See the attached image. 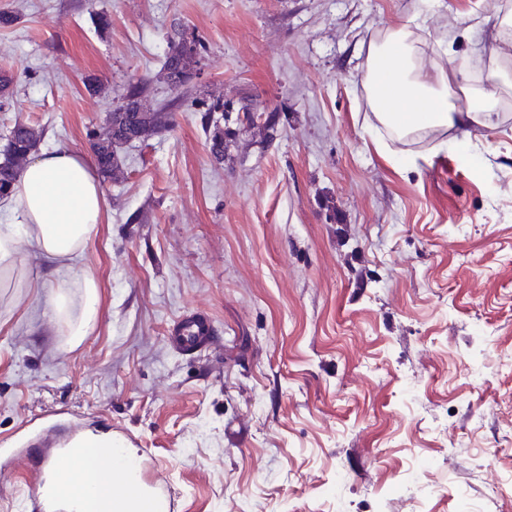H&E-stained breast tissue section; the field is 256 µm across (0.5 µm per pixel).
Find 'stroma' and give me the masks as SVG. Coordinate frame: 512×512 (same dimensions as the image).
<instances>
[{"instance_id": "1", "label": "stroma", "mask_w": 512, "mask_h": 512, "mask_svg": "<svg viewBox=\"0 0 512 512\" xmlns=\"http://www.w3.org/2000/svg\"><path fill=\"white\" fill-rule=\"evenodd\" d=\"M501 0H0V133L88 153L130 85L157 106L173 29L205 37L198 95L277 111L271 144L228 120L210 156L192 98L121 152L71 273L22 245L0 288V449L71 425L122 438L174 512H512V115L417 146L367 99L369 44L409 18L419 66L512 99ZM106 13L109 30L95 16ZM99 286L79 345L46 312ZM204 312L214 342L174 351ZM32 468L0 456V512ZM212 335V325L202 313L190 311L175 321L169 336L173 349L183 354H193L204 350Z\"/></svg>"}]
</instances>
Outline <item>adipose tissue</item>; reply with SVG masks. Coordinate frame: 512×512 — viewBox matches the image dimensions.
<instances>
[{"label":"adipose tissue","mask_w":512,"mask_h":512,"mask_svg":"<svg viewBox=\"0 0 512 512\" xmlns=\"http://www.w3.org/2000/svg\"><path fill=\"white\" fill-rule=\"evenodd\" d=\"M419 25V19H409L367 50L364 82L370 92L380 91L388 98L387 106L376 109L379 122L399 136L424 128L492 127L496 108L492 95L465 89L468 104L457 107L448 92L449 78L434 81L422 69L410 66L409 38ZM12 198L19 220L0 225V276L15 270L24 242L35 245L55 269H64L67 261L86 248L106 207L91 160L67 148L33 153ZM76 285L84 290L80 319H67L59 306L52 309L50 317L65 322L68 335L77 339L97 315L98 284L86 273L77 278ZM98 469L112 490L91 502L86 512H164L162 505L148 507L124 495L121 461L100 457Z\"/></svg>","instance_id":"adipose-tissue-1"}]
</instances>
